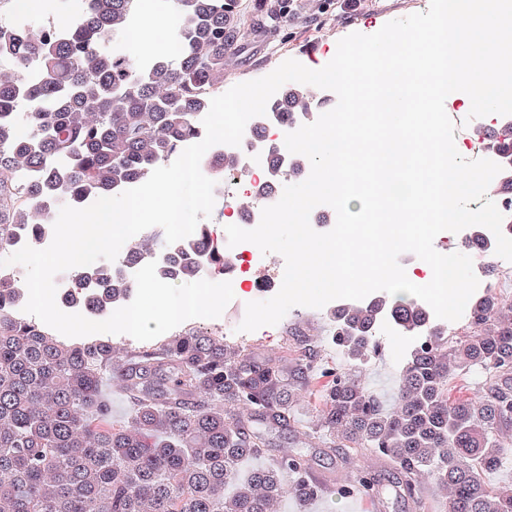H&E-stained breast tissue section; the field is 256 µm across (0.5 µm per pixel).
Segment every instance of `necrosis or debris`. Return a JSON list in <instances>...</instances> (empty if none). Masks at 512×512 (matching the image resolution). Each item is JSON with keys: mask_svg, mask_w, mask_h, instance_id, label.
Returning <instances> with one entry per match:
<instances>
[{"mask_svg": "<svg viewBox=\"0 0 512 512\" xmlns=\"http://www.w3.org/2000/svg\"><path fill=\"white\" fill-rule=\"evenodd\" d=\"M512 123L511 116L491 114L471 121V134L462 142L465 159L486 158L499 165L512 167V157L494 151L488 144L484 132ZM288 126L274 112L256 116L246 125L242 142L238 147L224 144L213 146L210 156L235 153L240 159L238 170L217 181L214 188L215 205L211 222H228L245 229L255 228L264 207L275 204L273 193L266 186L272 180L273 170H287L286 155L272 154V147L283 143ZM224 278L230 281L234 293V304L243 300H266L274 296L279 288L283 257L276 253L262 254L255 244L243 242L224 250Z\"/></svg>", "mask_w": 512, "mask_h": 512, "instance_id": "obj_1", "label": "necrosis or debris"}]
</instances>
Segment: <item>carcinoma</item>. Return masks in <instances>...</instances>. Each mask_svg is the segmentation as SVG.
Masks as SVG:
<instances>
[{"label":"carcinoma","mask_w":512,"mask_h":512,"mask_svg":"<svg viewBox=\"0 0 512 512\" xmlns=\"http://www.w3.org/2000/svg\"><path fill=\"white\" fill-rule=\"evenodd\" d=\"M11 2L0 0V248L18 226L36 243L53 236L41 197L87 207L143 184L177 146L202 140L225 59L258 30L292 19L290 0H170L179 53L137 64L107 43L130 28L138 0H82L74 23L49 40ZM316 108L307 86L283 88L288 120ZM489 137L512 154V127ZM170 252L157 269L162 280L192 281L204 261L224 275V245L205 230ZM73 281L69 304L100 314L129 292L110 261L74 269ZM23 299L15 278L0 277V512H279L288 494L301 507L330 492L380 494L367 469L332 489L312 480L298 445L314 437L389 460L416 509L420 489L434 483L447 493V512H512V488L483 479L512 445V301L476 299L460 335L403 295L376 293L336 310L333 340L355 367L378 352L385 316L424 339L410 345L387 412L353 374L319 371L303 339L288 363L274 350L226 348L193 332L131 359L109 338H57L23 312ZM473 368L485 373L479 397L449 393L448 378ZM105 375L130 394L124 427L112 425L100 399ZM302 395L315 398L306 430L291 406ZM287 428L293 446L272 447L269 435ZM270 450L272 466L240 478L245 458Z\"/></svg>","instance_id":"obj_1"}]
</instances>
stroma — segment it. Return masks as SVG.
<instances>
[{"label": "stroma", "instance_id": "obj_1", "mask_svg": "<svg viewBox=\"0 0 512 512\" xmlns=\"http://www.w3.org/2000/svg\"><path fill=\"white\" fill-rule=\"evenodd\" d=\"M430 0H360L356 10L346 9L342 0H295L294 15L287 29L257 34L243 53L228 60L224 68V85L263 77L283 61L295 59L308 68L319 69L327 63L326 47L336 46L346 35L359 32L372 34L389 21L413 13L427 11ZM325 309L297 306L280 321L278 329L258 336L224 338L225 345L250 350L277 349L284 358H291L292 348L283 344V337L305 332L321 342V361L339 365L341 356L332 342L325 319ZM380 353L363 368L360 377L380 399L384 409H393L398 388L399 371L406 340L401 336H378ZM358 466L367 468L380 481L383 493L374 501L353 495L340 498L326 495L298 507L294 498L283 500L280 512H415L406 498L400 497L395 485L396 474L387 460L365 451L357 457Z\"/></svg>", "mask_w": 512, "mask_h": 512}]
</instances>
